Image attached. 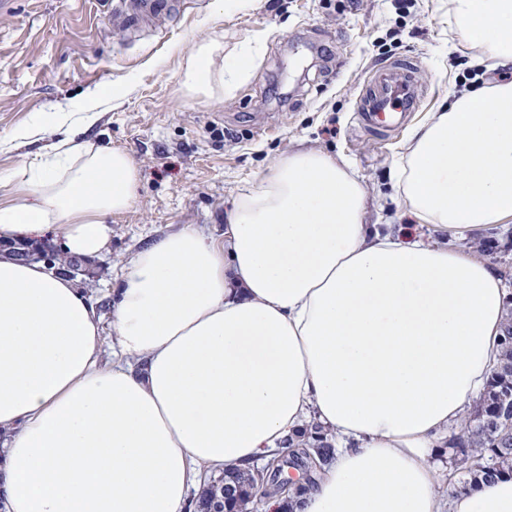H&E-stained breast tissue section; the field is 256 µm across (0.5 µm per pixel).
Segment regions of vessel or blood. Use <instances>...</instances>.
<instances>
[{
  "instance_id": "b4317fda",
  "label": "vessel or blood",
  "mask_w": 512,
  "mask_h": 512,
  "mask_svg": "<svg viewBox=\"0 0 512 512\" xmlns=\"http://www.w3.org/2000/svg\"><path fill=\"white\" fill-rule=\"evenodd\" d=\"M169 0H112V26L123 31L136 22H152L167 12ZM417 66L405 58L386 63L372 74L359 103L361 122L378 136H386L417 112L424 100L419 94Z\"/></svg>"
}]
</instances>
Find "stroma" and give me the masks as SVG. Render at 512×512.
Instances as JSON below:
<instances>
[{
  "mask_svg": "<svg viewBox=\"0 0 512 512\" xmlns=\"http://www.w3.org/2000/svg\"><path fill=\"white\" fill-rule=\"evenodd\" d=\"M225 50L256 40L250 77L221 102L185 98L180 62L203 40ZM481 49L460 40L448 0H185L167 30L114 33L106 0H16L0 15V139L104 91L86 140L117 147L140 173L138 196L109 217L112 241L93 259L98 290L115 287L130 254L184 224L224 230L232 200L298 148L346 160L368 195L370 224H409L394 169L405 132L378 137L357 117L371 72L410 56L437 111Z\"/></svg>",
  "mask_w": 512,
  "mask_h": 512,
  "instance_id": "35a3bbf8",
  "label": "stroma"
}]
</instances>
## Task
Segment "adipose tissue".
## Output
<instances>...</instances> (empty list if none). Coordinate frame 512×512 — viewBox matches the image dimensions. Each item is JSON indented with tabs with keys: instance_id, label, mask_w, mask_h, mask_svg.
Listing matches in <instances>:
<instances>
[{
	"instance_id": "ef3b65f1",
	"label": "adipose tissue",
	"mask_w": 512,
	"mask_h": 512,
	"mask_svg": "<svg viewBox=\"0 0 512 512\" xmlns=\"http://www.w3.org/2000/svg\"><path fill=\"white\" fill-rule=\"evenodd\" d=\"M463 41L512 63V0H448ZM251 54L195 44L190 98L232 96ZM97 109L0 178V241L95 258L139 171L79 138ZM395 183L440 232L365 223L346 161L279 157L221 238L186 224L125 261L109 316L42 261L0 259V504L6 512H186L203 472L254 465L317 421L335 454L295 512H512V477L445 493L442 450L496 366L506 301L481 253L512 223V82L453 95L410 130Z\"/></svg>"
}]
</instances>
